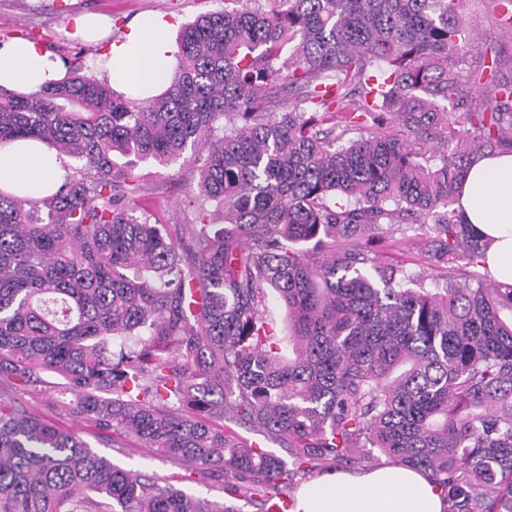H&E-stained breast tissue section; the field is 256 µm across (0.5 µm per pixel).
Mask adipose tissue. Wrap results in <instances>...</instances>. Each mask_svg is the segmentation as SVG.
Masks as SVG:
<instances>
[{
	"mask_svg": "<svg viewBox=\"0 0 512 512\" xmlns=\"http://www.w3.org/2000/svg\"><path fill=\"white\" fill-rule=\"evenodd\" d=\"M176 45L160 14L144 15L95 61L112 90L144 99L163 93L176 66ZM66 70L40 44L13 38L0 44V88L23 93L62 80ZM72 160L29 140L0 143V190L41 198L63 181ZM457 207L488 244L485 264L498 282L512 284V153L486 155L469 167ZM295 512H443L442 498L422 474L397 465L326 473L301 487Z\"/></svg>",
	"mask_w": 512,
	"mask_h": 512,
	"instance_id": "ef3b65f1",
	"label": "adipose tissue"
}]
</instances>
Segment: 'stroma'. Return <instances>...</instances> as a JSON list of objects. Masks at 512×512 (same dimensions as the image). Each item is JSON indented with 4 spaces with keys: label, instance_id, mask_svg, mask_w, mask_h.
<instances>
[{
    "label": "stroma",
    "instance_id": "1",
    "mask_svg": "<svg viewBox=\"0 0 512 512\" xmlns=\"http://www.w3.org/2000/svg\"><path fill=\"white\" fill-rule=\"evenodd\" d=\"M223 6L224 0H0V40L29 33L51 58H75L89 66L102 48L66 37L65 31L75 14L88 12L107 17L112 22V36L117 39L145 13L163 14L178 27ZM463 15L461 39L468 44L469 51L461 62L462 68L479 72L493 63L498 78L512 82V22L505 21L495 0H465ZM137 171L145 187L139 201L141 209L162 224L187 223L184 207L194 182L192 170L178 172L174 167L150 161L139 164ZM425 239V229L404 224L399 230L387 232L376 243L374 253L379 265L421 274L426 287L434 288L444 284L446 266L427 251ZM63 423L77 430L95 452L123 468L156 476L181 472L179 466L153 457L146 449L112 448L99 443L94 429L77 418L64 417Z\"/></svg>",
    "mask_w": 512,
    "mask_h": 512
}]
</instances>
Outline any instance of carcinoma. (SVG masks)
Instances as JSON below:
<instances>
[{"instance_id":"obj_1","label":"carcinoma","mask_w":512,"mask_h":512,"mask_svg":"<svg viewBox=\"0 0 512 512\" xmlns=\"http://www.w3.org/2000/svg\"><path fill=\"white\" fill-rule=\"evenodd\" d=\"M460 4L224 0L181 28L159 97L74 63L0 88V142L74 161L51 195L0 190V512H242L113 464L50 412L259 512L376 450L443 512H512V285L432 292L365 246L428 224L438 260L482 262L454 204L473 160L512 152V83L462 74ZM149 159L193 169L191 223L137 215Z\"/></svg>"}]
</instances>
